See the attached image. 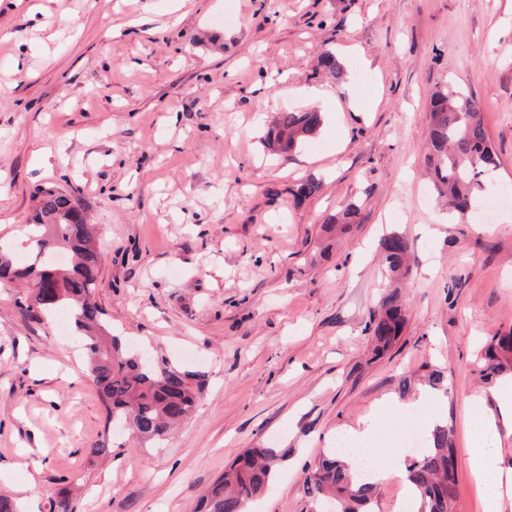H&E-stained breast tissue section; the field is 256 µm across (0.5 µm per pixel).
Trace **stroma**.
Wrapping results in <instances>:
<instances>
[{
	"label": "stroma",
	"mask_w": 512,
	"mask_h": 512,
	"mask_svg": "<svg viewBox=\"0 0 512 512\" xmlns=\"http://www.w3.org/2000/svg\"><path fill=\"white\" fill-rule=\"evenodd\" d=\"M448 85L476 96L497 154L483 198L512 193V0H0V235L29 222L38 188L79 197L102 231L95 296L114 333L208 375L160 447L113 435L72 331L24 319V284L0 285V491L34 482L23 512L64 488L75 512H196L264 444L290 454L252 512H308L306 472L337 429L378 417L391 458L373 509L396 512L404 435L434 419L451 431L456 512H486L496 487L512 512V414L487 402L495 433L479 442L468 406L476 351L512 329V206L478 224L436 201L427 105ZM310 109L315 141L270 151V118ZM311 176L320 192L294 203ZM353 200L355 224L328 232ZM390 232L414 263L405 329L378 356L366 325ZM429 367L447 390L415 385L413 417L383 412ZM105 437L111 453L91 455Z\"/></svg>",
	"instance_id": "1"
}]
</instances>
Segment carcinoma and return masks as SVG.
I'll return each mask as SVG.
<instances>
[{
	"instance_id": "carcinoma-1",
	"label": "carcinoma",
	"mask_w": 512,
	"mask_h": 512,
	"mask_svg": "<svg viewBox=\"0 0 512 512\" xmlns=\"http://www.w3.org/2000/svg\"><path fill=\"white\" fill-rule=\"evenodd\" d=\"M323 122V113L315 109L281 112L271 121L265 140L275 151L289 153L313 139ZM426 148L436 193L451 211L466 215L483 190L486 169L496 166L473 95L445 89L432 94ZM321 188V182L310 177L297 186L295 197L306 200ZM356 214L357 206L351 204L324 223L344 232ZM23 231L28 254L13 255L0 244V282L27 281L30 291L19 304L23 315L37 320L68 317L72 330L84 338V376L96 387L112 426L145 443L160 444L170 428L195 409L205 373L183 370L166 359L153 361L112 332L103 309L93 301L102 254L77 196L54 187L38 189L36 211ZM379 247L390 275L408 269L407 238L391 233ZM404 326L405 307L396 287L370 316L368 329L376 351L387 350ZM476 366L489 382L512 373V332L492 337ZM428 441L425 451L406 466L407 484L419 502L417 512H454L457 479L448 425H434ZM287 457L288 450L281 448L246 449L209 487L198 512H247ZM304 486L310 498L328 503L332 512H372L377 497V486L360 482L332 449L308 471Z\"/></svg>"
}]
</instances>
